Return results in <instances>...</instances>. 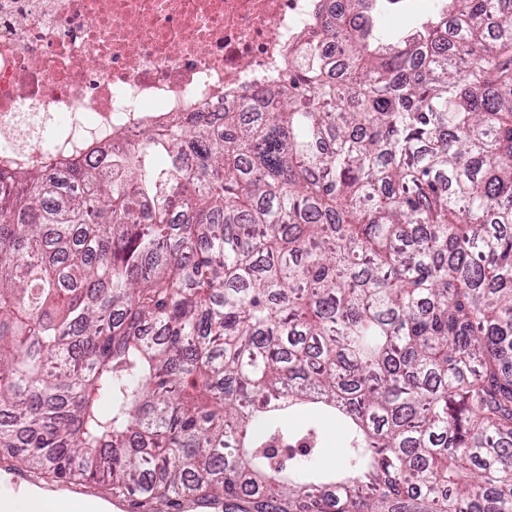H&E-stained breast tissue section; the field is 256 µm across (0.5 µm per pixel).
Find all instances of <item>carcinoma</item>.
Returning <instances> with one entry per match:
<instances>
[{"mask_svg": "<svg viewBox=\"0 0 512 512\" xmlns=\"http://www.w3.org/2000/svg\"><path fill=\"white\" fill-rule=\"evenodd\" d=\"M381 2L239 112L0 169L10 458L148 512H512V0ZM320 428L322 432L321 461L325 464L336 465L341 462L344 454L340 433L331 423H324Z\"/></svg>", "mask_w": 512, "mask_h": 512, "instance_id": "1", "label": "carcinoma"}]
</instances>
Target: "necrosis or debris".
<instances>
[{"label":"necrosis or debris","instance_id":"necrosis-or-debris-1","mask_svg":"<svg viewBox=\"0 0 512 512\" xmlns=\"http://www.w3.org/2000/svg\"><path fill=\"white\" fill-rule=\"evenodd\" d=\"M323 0H0V168L133 147L288 83Z\"/></svg>","mask_w":512,"mask_h":512}]
</instances>
